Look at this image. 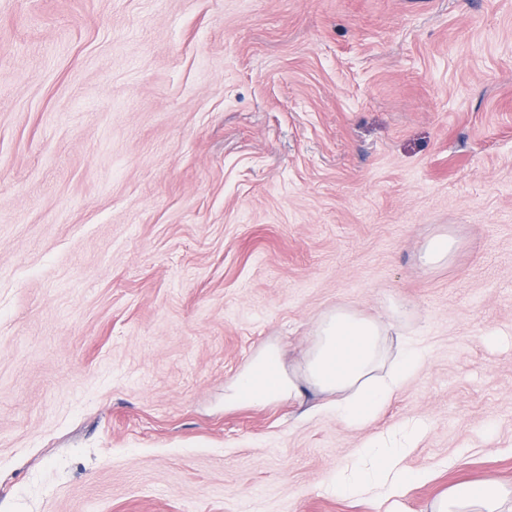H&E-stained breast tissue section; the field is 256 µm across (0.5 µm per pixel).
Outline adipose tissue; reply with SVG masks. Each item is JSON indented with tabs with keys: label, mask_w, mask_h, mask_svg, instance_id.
<instances>
[{
	"label": "adipose tissue",
	"mask_w": 512,
	"mask_h": 512,
	"mask_svg": "<svg viewBox=\"0 0 512 512\" xmlns=\"http://www.w3.org/2000/svg\"><path fill=\"white\" fill-rule=\"evenodd\" d=\"M391 330V325L378 317L346 308L329 310L316 325V339L301 374L286 370L280 346L267 345L225 385L224 405L231 408L243 401H296L309 386L325 394L322 411L336 420L363 426L382 411L405 380L425 362L423 349L409 341L397 354H390L386 338ZM421 434L418 425L409 424L403 427L398 441L377 438L367 442L337 474V494L384 503L424 482L426 472L402 463ZM504 500L494 482H485L479 489L461 484L434 504L432 512H502Z\"/></svg>",
	"instance_id": "adipose-tissue-1"
}]
</instances>
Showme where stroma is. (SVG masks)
<instances>
[{"instance_id": "stroma-1", "label": "stroma", "mask_w": 512, "mask_h": 512, "mask_svg": "<svg viewBox=\"0 0 512 512\" xmlns=\"http://www.w3.org/2000/svg\"><path fill=\"white\" fill-rule=\"evenodd\" d=\"M337 306L425 350L375 420L225 408ZM414 422L402 512L512 493V0H0V512H382ZM455 249V240L447 233L435 234L423 245L420 259L424 265L435 266L447 262ZM398 441L377 438L367 442L353 457L349 465L336 474V493L347 497H369L382 503L391 501L424 482L428 474L402 464L423 430L408 424L401 430ZM476 489L470 484L451 488L448 494L434 504L432 512H502L503 491L493 481Z\"/></svg>"}]
</instances>
